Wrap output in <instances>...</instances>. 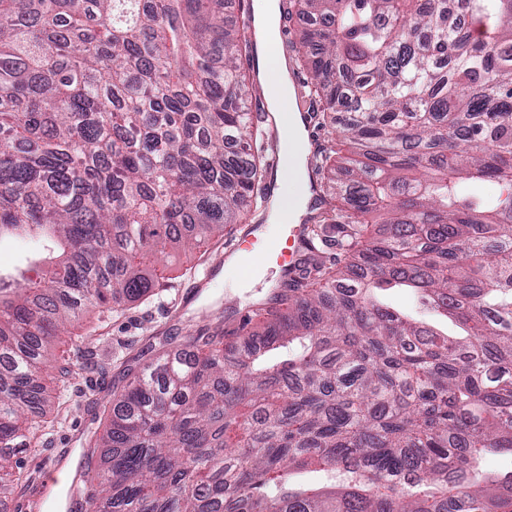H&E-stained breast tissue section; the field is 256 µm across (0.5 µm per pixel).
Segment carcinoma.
Listing matches in <instances>:
<instances>
[{
    "instance_id": "1",
    "label": "carcinoma",
    "mask_w": 512,
    "mask_h": 512,
    "mask_svg": "<svg viewBox=\"0 0 512 512\" xmlns=\"http://www.w3.org/2000/svg\"><path fill=\"white\" fill-rule=\"evenodd\" d=\"M228 0H0V237L42 244L37 281L0 278V493L41 428L47 346L89 306L156 285L144 259L192 251L266 212L272 169L247 107L254 49ZM296 0L320 21L297 61L349 113L339 202L310 242L336 267L123 370L87 457L89 512H512V0ZM477 181L502 187L477 199ZM377 213L385 235L372 236ZM395 288L453 335L385 303ZM314 469L330 485L293 491Z\"/></svg>"
}]
</instances>
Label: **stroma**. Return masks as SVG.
Listing matches in <instances>:
<instances>
[{
    "instance_id": "stroma-1",
    "label": "stroma",
    "mask_w": 512,
    "mask_h": 512,
    "mask_svg": "<svg viewBox=\"0 0 512 512\" xmlns=\"http://www.w3.org/2000/svg\"><path fill=\"white\" fill-rule=\"evenodd\" d=\"M227 250L219 242L192 254L170 252L150 296L102 319L90 314L51 345L52 358L69 357L71 373L57 388L45 427L21 456L25 481L9 495V512H67L64 494L86 466L87 442L103 427V410L126 360L166 335L236 327L248 303L279 280L271 267L254 287H239L237 270L224 266Z\"/></svg>"
}]
</instances>
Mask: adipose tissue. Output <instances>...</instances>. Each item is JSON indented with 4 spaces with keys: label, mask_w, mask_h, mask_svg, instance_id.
<instances>
[{
    "label": "adipose tissue",
    "mask_w": 512,
    "mask_h": 512,
    "mask_svg": "<svg viewBox=\"0 0 512 512\" xmlns=\"http://www.w3.org/2000/svg\"><path fill=\"white\" fill-rule=\"evenodd\" d=\"M260 77L270 110L285 114L292 138V151L287 157L285 165L277 172L275 179L279 182L306 183V156L309 145L296 115L290 114L288 111L294 96V87L289 77L288 68L283 60L265 56L260 60Z\"/></svg>",
    "instance_id": "obj_1"
}]
</instances>
